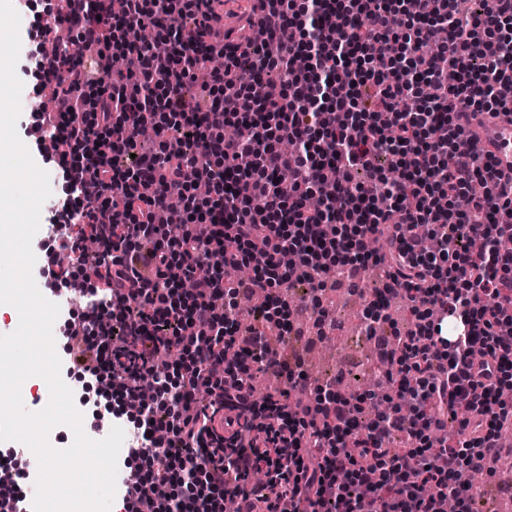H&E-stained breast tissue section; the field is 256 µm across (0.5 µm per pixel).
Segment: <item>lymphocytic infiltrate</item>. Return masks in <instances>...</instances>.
<instances>
[{
	"label": "lymphocytic infiltrate",
	"instance_id": "1",
	"mask_svg": "<svg viewBox=\"0 0 512 512\" xmlns=\"http://www.w3.org/2000/svg\"><path fill=\"white\" fill-rule=\"evenodd\" d=\"M212 2L69 0L73 51L28 57L68 102L45 131L68 152H37L68 172L63 206L102 245L90 261L88 237L61 244L93 275L67 363L139 412L128 455L140 465L118 499L126 512H224L229 497L239 512H443L450 498L470 512L459 477L490 473L486 451L512 419V180L473 153L467 123L512 111V0L475 13L468 0H253L231 47ZM146 22L158 42L130 41ZM201 72L206 110L188 93ZM143 130L186 147L137 153ZM255 252L262 264L235 278ZM201 266L211 280L197 294L184 281ZM371 267L413 325L378 343L389 391L363 425L337 380L307 390L268 329L293 332L288 282L313 290L322 329L330 277ZM244 293L262 301L246 333ZM259 374L283 381L278 397L254 399ZM450 415L461 438L443 435Z\"/></svg>",
	"mask_w": 512,
	"mask_h": 512
}]
</instances>
